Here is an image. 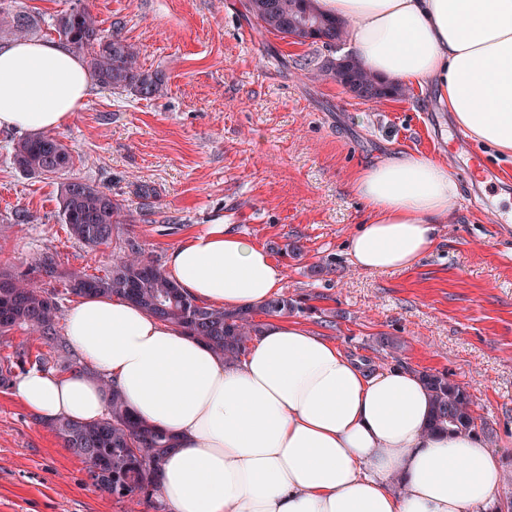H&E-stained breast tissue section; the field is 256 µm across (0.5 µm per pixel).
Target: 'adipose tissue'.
Instances as JSON below:
<instances>
[{
  "mask_svg": "<svg viewBox=\"0 0 512 512\" xmlns=\"http://www.w3.org/2000/svg\"><path fill=\"white\" fill-rule=\"evenodd\" d=\"M346 23L371 75L431 87L454 124L512 156V0H316ZM91 76L62 45L22 38L0 48V128L67 124ZM350 190L367 217L347 241L367 272L413 267L453 221L458 185L442 163L400 154L358 169ZM167 274L197 302L258 307L286 270L215 223L168 253ZM66 335L97 374L33 369L15 393L44 422L93 423L113 383L145 424L176 439L158 472L168 512H486L501 483L497 455L473 432L428 427L419 373H367L307 324L269 317L236 362L122 297H81Z\"/></svg>",
  "mask_w": 512,
  "mask_h": 512,
  "instance_id": "obj_1",
  "label": "adipose tissue"
}]
</instances>
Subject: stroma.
Wrapping results in <instances>:
<instances>
[{"instance_id":"obj_1","label":"stroma","mask_w":512,"mask_h":512,"mask_svg":"<svg viewBox=\"0 0 512 512\" xmlns=\"http://www.w3.org/2000/svg\"><path fill=\"white\" fill-rule=\"evenodd\" d=\"M247 0H12L34 15L35 38L58 41V14L85 7L103 29L142 49L140 64L164 76L143 100L92 85L82 108L57 130L73 164L53 176L14 162L18 131L0 129V273L44 287L36 265L54 254L63 291L71 273L104 274L122 241L137 238L165 261L186 234L216 221L265 247L286 270L283 292L298 320L337 341L370 372L394 365L447 374L466 387L486 428L481 437L502 471L495 512H512V160L486 159L489 181L464 162L477 145L459 136L434 91L403 88L375 105L339 84L314 80L344 44L297 43L246 18ZM413 153L450 166L460 194L456 220L411 269L366 272L345 243L367 216L349 190L355 170L384 155ZM78 179L112 193L125 224L110 245L88 248L58 216L60 183ZM156 191L143 206L136 184ZM29 221H15L18 211ZM299 242L292 256L284 244ZM326 266L322 276L315 265ZM394 339L397 350L380 343ZM89 372L64 352L16 328L0 335V363L18 351ZM0 512H166L158 493L119 499L88 478L85 462L0 388Z\"/></svg>"}]
</instances>
